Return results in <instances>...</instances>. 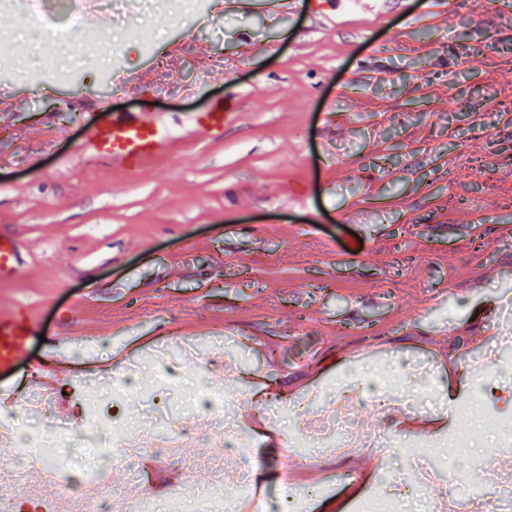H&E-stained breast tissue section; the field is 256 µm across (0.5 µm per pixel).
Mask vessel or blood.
Segmentation results:
<instances>
[{
    "label": "vessel or blood",
    "instance_id": "1",
    "mask_svg": "<svg viewBox=\"0 0 512 512\" xmlns=\"http://www.w3.org/2000/svg\"><path fill=\"white\" fill-rule=\"evenodd\" d=\"M232 111V106L219 101L209 111L185 114L176 126L161 112L116 114L106 122L90 126L76 153L133 177L146 165L169 154L174 130L198 140L213 141L223 136L224 120ZM20 264L16 241L0 234V282L14 279ZM38 327L37 320L24 307L0 309L1 393L7 392L5 380L26 355Z\"/></svg>",
    "mask_w": 512,
    "mask_h": 512
}]
</instances>
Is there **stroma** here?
Instances as JSON below:
<instances>
[{"label": "stroma", "instance_id": "obj_1", "mask_svg": "<svg viewBox=\"0 0 512 512\" xmlns=\"http://www.w3.org/2000/svg\"><path fill=\"white\" fill-rule=\"evenodd\" d=\"M330 2L327 21L316 0L275 20L222 0L177 17L161 0L129 17L133 36L89 13L65 79L36 90L0 70V234L22 256L0 308L22 305L45 339L67 337L52 384L70 411L118 393L132 435L156 388L180 404L195 374L252 428V384L314 422L338 399L395 446L294 464L301 512H402L379 466L404 467L412 446L453 455L465 438L474 457L497 443L480 416L512 422V348L478 360L512 294V5ZM91 40L118 43L125 70L151 83L116 88L109 60L86 66ZM219 100L237 106L221 141L175 138L136 182L101 164L59 168L106 113L176 119ZM176 337L191 348L157 359ZM44 341L0 395V417L23 431ZM366 381L440 408L408 425Z\"/></svg>", "mask_w": 512, "mask_h": 512}]
</instances>
